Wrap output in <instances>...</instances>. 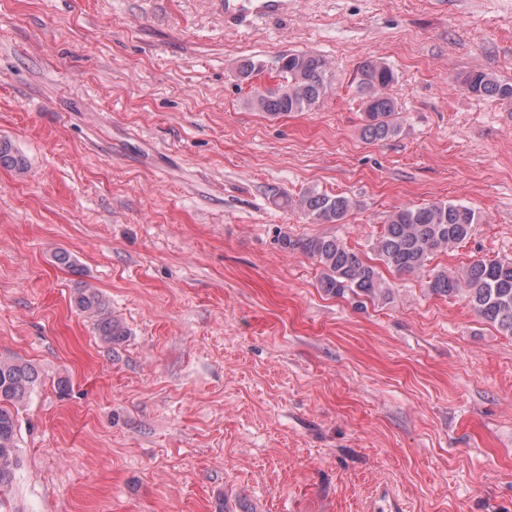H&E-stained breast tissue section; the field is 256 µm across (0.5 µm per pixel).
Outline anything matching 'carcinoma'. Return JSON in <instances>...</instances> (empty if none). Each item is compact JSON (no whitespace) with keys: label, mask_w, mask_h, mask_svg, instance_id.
Instances as JSON below:
<instances>
[{"label":"carcinoma","mask_w":512,"mask_h":512,"mask_svg":"<svg viewBox=\"0 0 512 512\" xmlns=\"http://www.w3.org/2000/svg\"><path fill=\"white\" fill-rule=\"evenodd\" d=\"M396 81L394 70L385 62L371 59L360 68L357 90L364 105L363 137L387 141L401 131L398 102L387 90ZM478 97L512 101V83L501 82L483 71L471 72L463 82ZM331 88L326 59L313 52L290 53L279 59L278 80L256 88L251 104L271 116L305 112L323 99ZM0 165L26 168L25 158L8 141H0ZM306 218L322 224H340L358 202L346 195H329L317 190L304 192L294 202ZM482 216L474 208L453 201H438L395 210L376 237L373 250L378 260L399 274H417L439 252L466 240ZM297 245L322 268L320 288L333 296L351 294L369 299H387L391 285L376 265L356 249L335 237H311ZM428 288L440 295L461 290L468 294L479 316L512 335V260H476L459 276L442 270L433 274ZM76 308L88 318L102 341L112 344L126 336L121 323L112 318L107 300L91 285L79 289ZM38 382L32 366L0 360V489L9 485L18 463V411Z\"/></svg>","instance_id":"1"}]
</instances>
